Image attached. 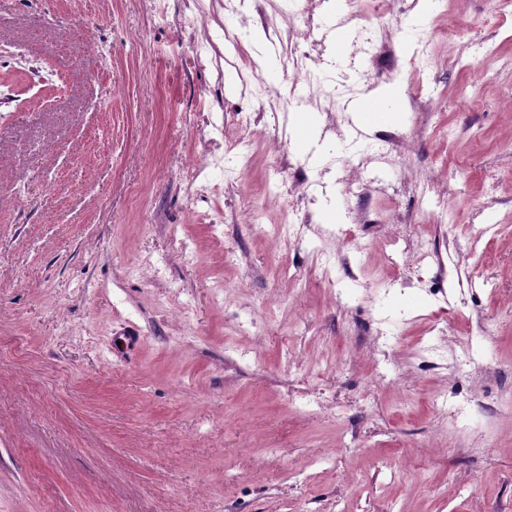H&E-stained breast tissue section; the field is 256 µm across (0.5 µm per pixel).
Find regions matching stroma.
<instances>
[{"mask_svg": "<svg viewBox=\"0 0 512 512\" xmlns=\"http://www.w3.org/2000/svg\"><path fill=\"white\" fill-rule=\"evenodd\" d=\"M303 4L0 0V512H512V22L418 0L382 32L427 68L346 42L293 91L287 43L252 37ZM253 62L285 120L242 94ZM388 89L355 136L349 103ZM293 204L340 220L271 235ZM443 399L497 411L461 435Z\"/></svg>", "mask_w": 512, "mask_h": 512, "instance_id": "1", "label": "stroma"}]
</instances>
